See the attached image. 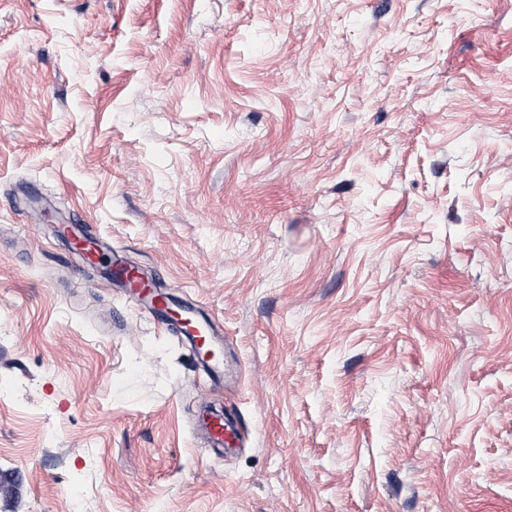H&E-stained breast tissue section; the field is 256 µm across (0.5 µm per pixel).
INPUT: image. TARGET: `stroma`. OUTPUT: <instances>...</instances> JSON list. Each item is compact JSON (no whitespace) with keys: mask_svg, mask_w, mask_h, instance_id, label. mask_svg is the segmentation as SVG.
<instances>
[{"mask_svg":"<svg viewBox=\"0 0 512 512\" xmlns=\"http://www.w3.org/2000/svg\"><path fill=\"white\" fill-rule=\"evenodd\" d=\"M0 479V512H512V0H0ZM109 262L112 267V275L123 284L126 294L145 306L158 321L182 330L183 322L190 319L200 329L202 336L207 337L211 347L209 336L212 335L208 323H201L192 313L188 312H183L181 319L173 320L168 313L167 298L154 287L147 277L137 268L127 264L119 255L111 254ZM204 428L210 440L227 450L240 448L248 431L238 424L231 415L215 413L204 420Z\"/></svg>","mask_w":512,"mask_h":512,"instance_id":"1","label":"stroma"}]
</instances>
